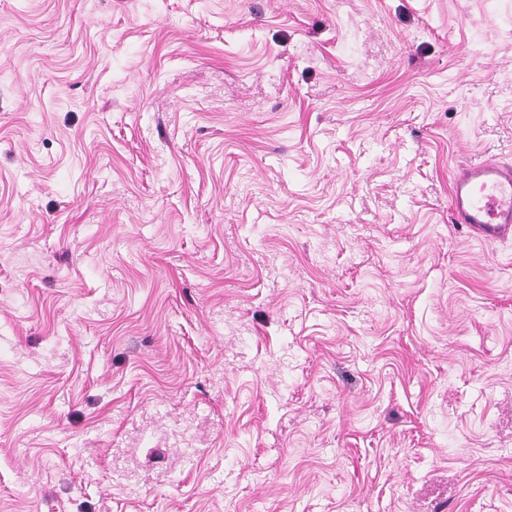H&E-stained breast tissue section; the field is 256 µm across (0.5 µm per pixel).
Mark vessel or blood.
Returning a JSON list of instances; mask_svg holds the SVG:
<instances>
[{"label": "vessel or blood", "instance_id": "obj_1", "mask_svg": "<svg viewBox=\"0 0 512 512\" xmlns=\"http://www.w3.org/2000/svg\"><path fill=\"white\" fill-rule=\"evenodd\" d=\"M451 215L479 238H512V165L493 161L457 168L451 185Z\"/></svg>", "mask_w": 512, "mask_h": 512}]
</instances>
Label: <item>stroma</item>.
Here are the masks:
<instances>
[{
    "label": "stroma",
    "instance_id": "stroma-1",
    "mask_svg": "<svg viewBox=\"0 0 512 512\" xmlns=\"http://www.w3.org/2000/svg\"><path fill=\"white\" fill-rule=\"evenodd\" d=\"M512 0H0V512H512ZM451 215L479 238H512V165L493 161L460 165L451 185Z\"/></svg>",
    "mask_w": 512,
    "mask_h": 512
}]
</instances>
